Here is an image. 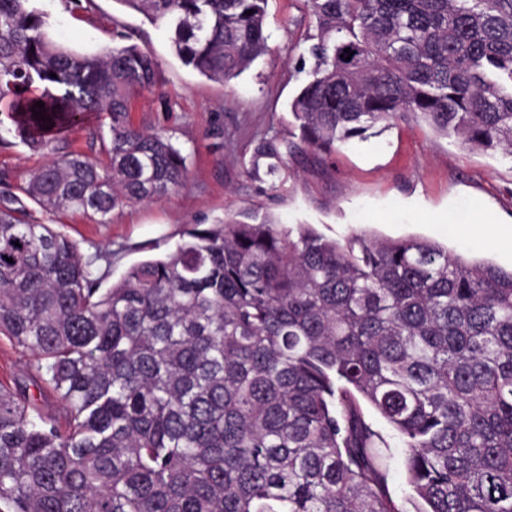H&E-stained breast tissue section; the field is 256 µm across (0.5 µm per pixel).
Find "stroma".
<instances>
[{
  "label": "stroma",
  "instance_id": "stroma-1",
  "mask_svg": "<svg viewBox=\"0 0 512 512\" xmlns=\"http://www.w3.org/2000/svg\"><path fill=\"white\" fill-rule=\"evenodd\" d=\"M34 4L54 35L77 52L110 47L117 32L134 34L159 64L163 93L136 94L130 119L136 127L165 133L186 157L183 187L154 202L116 209L104 224L71 210L48 215L31 205L35 220L55 225L80 248L92 245L106 253L108 281L147 256L172 251L191 227L206 228L248 208L272 212L289 227L312 225L331 239L429 240L512 268V246L498 239L500 224L512 221L511 159L464 148L412 119L327 153L289 154L296 131L289 104L312 65L307 49L314 29L303 0H269L270 50L228 84L184 65L164 28L118 0ZM265 131L277 137V157L256 155L258 135ZM109 135L108 116L95 113L61 142L96 158L100 139ZM47 160L20 142L0 107V201L22 196ZM479 211L490 219L481 223L477 239L449 232L448 217L469 222Z\"/></svg>",
  "mask_w": 512,
  "mask_h": 512
}]
</instances>
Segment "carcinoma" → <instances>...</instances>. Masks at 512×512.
<instances>
[{
    "instance_id": "obj_1",
    "label": "carcinoma",
    "mask_w": 512,
    "mask_h": 512,
    "mask_svg": "<svg viewBox=\"0 0 512 512\" xmlns=\"http://www.w3.org/2000/svg\"><path fill=\"white\" fill-rule=\"evenodd\" d=\"M117 2L167 27L209 80L269 51L268 0ZM306 12L314 66L290 153L410 117L512 159V0ZM158 84L129 35L79 54L32 0H0V103L21 143L51 154L24 189L43 211L103 218L183 185L171 138L129 119ZM93 112L111 120L105 164L58 146ZM101 258L26 219L21 198L0 205V336L63 412L0 385V512H404L366 407L401 441L413 512H512V269L418 239L341 243L249 209L109 288Z\"/></svg>"
}]
</instances>
